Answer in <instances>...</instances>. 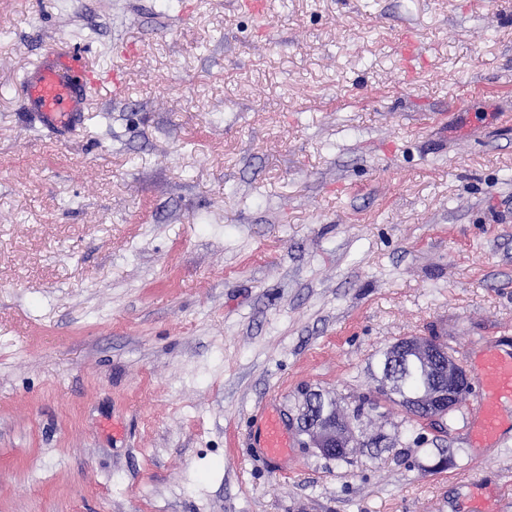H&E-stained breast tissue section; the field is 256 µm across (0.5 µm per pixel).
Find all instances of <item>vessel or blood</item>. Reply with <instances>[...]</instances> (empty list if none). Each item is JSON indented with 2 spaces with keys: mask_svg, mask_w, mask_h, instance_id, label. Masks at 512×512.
Returning a JSON list of instances; mask_svg holds the SVG:
<instances>
[{
  "mask_svg": "<svg viewBox=\"0 0 512 512\" xmlns=\"http://www.w3.org/2000/svg\"><path fill=\"white\" fill-rule=\"evenodd\" d=\"M101 83L121 92L122 70L117 67L105 73L92 70L82 52L70 48L54 57L40 59L24 82L23 94L33 118L56 136L64 137L85 112L90 87ZM476 384L480 410L472 437L478 443L493 441L500 437L506 424L504 405H512V356L487 351L477 370ZM261 446L272 464H279L287 457L292 443L279 417L263 418Z\"/></svg>",
  "mask_w": 512,
  "mask_h": 512,
  "instance_id": "vessel-or-blood-1",
  "label": "vessel or blood"
}]
</instances>
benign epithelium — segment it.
Wrapping results in <instances>:
<instances>
[{"mask_svg":"<svg viewBox=\"0 0 512 512\" xmlns=\"http://www.w3.org/2000/svg\"><path fill=\"white\" fill-rule=\"evenodd\" d=\"M395 355L421 363L431 370L435 383L427 389H421L413 395L399 393L397 401L423 414L422 422L441 426L445 418L458 409V391L471 387L466 369L448 352L443 343L426 336L403 338L391 346ZM308 405L297 416L289 418L300 433L308 437V445L317 449L323 456L330 458L342 448L355 447L358 444L352 422H340L326 411L315 414L312 409L322 403V393L311 391L306 394Z\"/></svg>","mask_w":512,"mask_h":512,"instance_id":"benign-epithelium-1","label":"benign epithelium"}]
</instances>
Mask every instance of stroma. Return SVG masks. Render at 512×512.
Here are the masks:
<instances>
[{
    "label": "stroma",
    "mask_w": 512,
    "mask_h": 512,
    "mask_svg": "<svg viewBox=\"0 0 512 512\" xmlns=\"http://www.w3.org/2000/svg\"><path fill=\"white\" fill-rule=\"evenodd\" d=\"M74 44L125 84L62 141ZM430 334L512 355V0H0V512H512V428L379 392ZM309 389L385 447L269 464ZM101 83L121 92L122 70L114 67L105 74L92 70L82 52L69 48L41 58L25 80L23 94L33 118L64 138L85 112L89 88ZM261 446L272 464L278 465L288 457L291 439L276 415H267L262 420Z\"/></svg>",
    "instance_id": "35a3bbf8"
}]
</instances>
